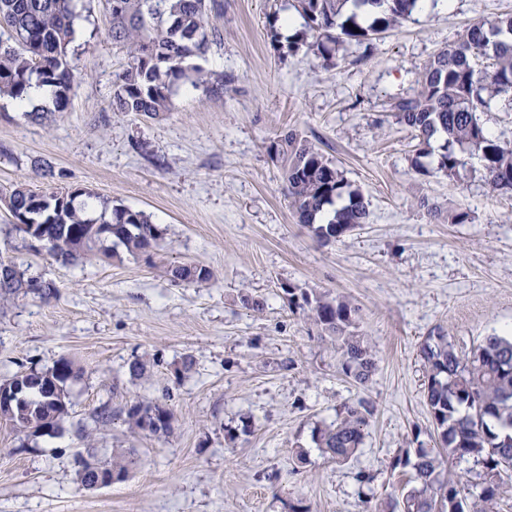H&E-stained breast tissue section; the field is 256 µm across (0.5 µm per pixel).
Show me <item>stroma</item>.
I'll return each mask as SVG.
<instances>
[{"instance_id":"1","label":"stroma","mask_w":512,"mask_h":512,"mask_svg":"<svg viewBox=\"0 0 512 512\" xmlns=\"http://www.w3.org/2000/svg\"><path fill=\"white\" fill-rule=\"evenodd\" d=\"M218 37L198 66L221 92L184 84L157 119L112 109L127 45L113 42L106 0H77L69 46L70 106L34 120L0 103V262L51 283L53 294L0 299V382L66 358L69 414L59 433L28 436L0 419V512H385L412 487L391 469L406 449L435 445L420 344L434 331L459 353L512 332V193L491 191L470 157L458 177L436 171L444 135L430 141L424 176L411 166L414 134L389 110L416 89V66L512 0H447L373 40L347 42L324 68L304 25L297 52L272 31L293 0H219ZM316 145L363 194L369 222L321 244L300 224L275 153L287 133ZM55 175L38 176L34 158ZM26 183L81 187L93 210L144 211L164 231L132 256L82 254L62 263L34 251L5 203ZM470 221L452 224L449 211ZM199 265L204 283H174ZM344 300L371 346L366 385L346 377L334 342L285 285ZM262 302L249 310L244 298ZM191 369H183L184 358ZM147 366L132 377L134 361ZM170 392L169 434L133 430L123 415ZM373 402L361 447L339 464L313 430L346 402ZM108 408L113 417L99 425ZM134 458L125 480L84 487L88 453ZM371 477L359 484L358 473Z\"/></svg>"}]
</instances>
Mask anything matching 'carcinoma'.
Returning <instances> with one entry per match:
<instances>
[{"label": "carcinoma", "mask_w": 512, "mask_h": 512, "mask_svg": "<svg viewBox=\"0 0 512 512\" xmlns=\"http://www.w3.org/2000/svg\"><path fill=\"white\" fill-rule=\"evenodd\" d=\"M112 39L130 47V62L119 76L112 110L158 119L170 111L176 85L205 82L202 69L188 64L205 56L217 33L207 23V0H108ZM419 0H296L316 53L333 65L345 41L368 43L394 29L415 11ZM75 0H0V27L13 43L0 40V98L22 101L38 84L49 88L54 110L66 111L73 87L68 46L75 36ZM512 101V14L474 23L457 34L448 47L417 67V89L390 104L396 120L415 132L418 147L412 167L429 174L422 159L430 139L446 136L437 170L450 178L464 166L462 155L477 153L481 179L494 191H512V147L500 144L479 123L477 113L494 100ZM276 154L282 177L299 221L314 228L323 242L345 236L346 228L368 223L363 195L343 179L336 164L306 141L290 134L280 139ZM83 188L37 191L18 185L6 200L11 212L36 220L33 235L48 236L46 252L71 262L80 252L108 251L107 242L138 255L162 239L159 225L142 210L115 206L97 218L75 204ZM346 203L333 219L316 224V217L338 200ZM177 280L203 282V266L172 270ZM32 291L13 264L0 263V298ZM290 304L308 307L311 317L336 343L345 376L363 384L376 363L367 342L349 332L357 309L346 301L284 289ZM419 356L427 369L424 397L439 447L452 457L470 461L476 480L466 487L442 475L440 453L416 448L396 456L391 469L411 468L420 487L389 503V512H494L505 483L512 478V337L491 335L469 355L458 353L447 336L433 332L421 343ZM73 363L65 358L47 370L20 373L1 388L23 385L27 402L0 406V413L18 431L55 434L68 413L67 382ZM137 402L126 411L132 429L164 435L173 414L166 399ZM371 403L359 398L343 407L333 424L313 433L317 447L329 459L344 463L360 448L373 415Z\"/></svg>", "instance_id": "obj_1"}]
</instances>
